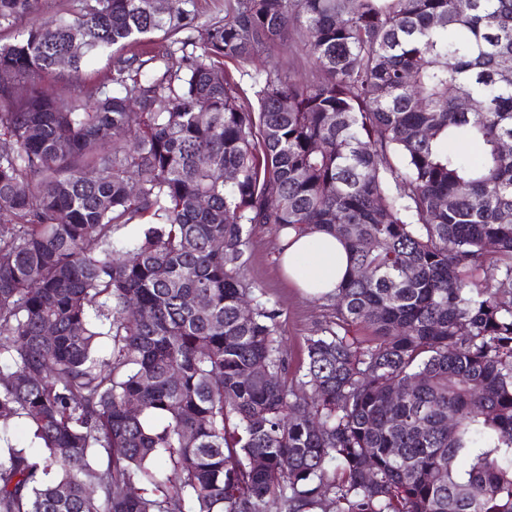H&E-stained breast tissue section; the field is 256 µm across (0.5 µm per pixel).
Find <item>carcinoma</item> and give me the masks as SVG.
I'll use <instances>...</instances> for the list:
<instances>
[{
	"instance_id": "carcinoma-1",
	"label": "carcinoma",
	"mask_w": 512,
	"mask_h": 512,
	"mask_svg": "<svg viewBox=\"0 0 512 512\" xmlns=\"http://www.w3.org/2000/svg\"><path fill=\"white\" fill-rule=\"evenodd\" d=\"M186 2L0 44V418L35 443L0 446V512H512V0H224L200 29ZM258 227L351 252L291 375ZM128 50L114 51L89 58L79 73L69 79H59L55 75H46L41 81L48 93L56 96H69L80 89L88 88L102 82L112 68L113 61L120 56H129Z\"/></svg>"
}]
</instances>
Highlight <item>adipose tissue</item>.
<instances>
[{"mask_svg":"<svg viewBox=\"0 0 512 512\" xmlns=\"http://www.w3.org/2000/svg\"><path fill=\"white\" fill-rule=\"evenodd\" d=\"M282 267L298 288L320 298L332 294L345 278L349 252L336 236L315 231L289 235L282 242Z\"/></svg>","mask_w":512,"mask_h":512,"instance_id":"obj_1","label":"adipose tissue"}]
</instances>
